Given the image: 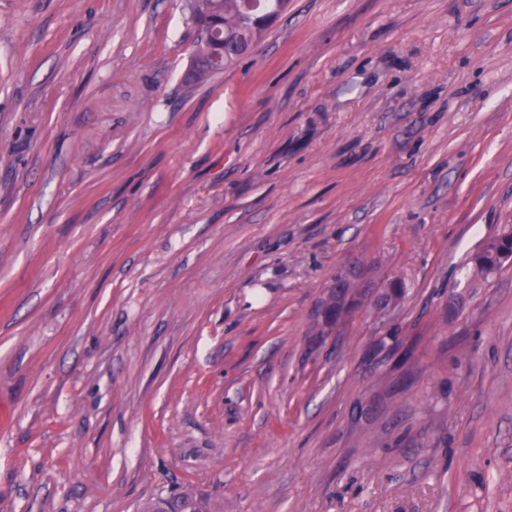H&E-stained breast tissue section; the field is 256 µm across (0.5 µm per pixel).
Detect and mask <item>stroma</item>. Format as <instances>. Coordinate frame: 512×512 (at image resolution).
Instances as JSON below:
<instances>
[{
  "label": "stroma",
  "mask_w": 512,
  "mask_h": 512,
  "mask_svg": "<svg viewBox=\"0 0 512 512\" xmlns=\"http://www.w3.org/2000/svg\"><path fill=\"white\" fill-rule=\"evenodd\" d=\"M198 39L0 0V512H512V262L468 265L512 225V0H288L192 80ZM157 503L165 504L169 511L166 512H219L217 500L208 495L192 489L186 488L177 494L150 502L142 506L146 510L143 512H156Z\"/></svg>",
  "instance_id": "obj_1"
}]
</instances>
